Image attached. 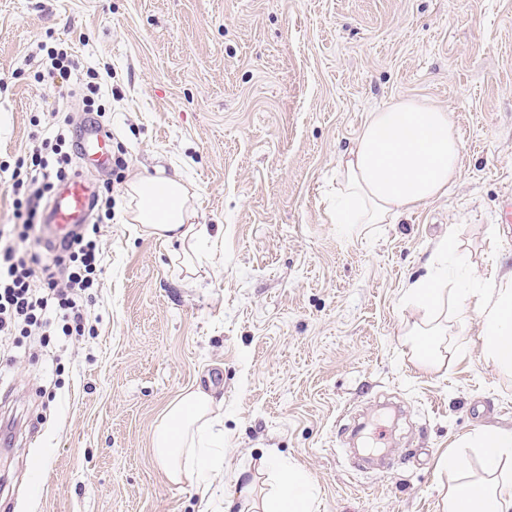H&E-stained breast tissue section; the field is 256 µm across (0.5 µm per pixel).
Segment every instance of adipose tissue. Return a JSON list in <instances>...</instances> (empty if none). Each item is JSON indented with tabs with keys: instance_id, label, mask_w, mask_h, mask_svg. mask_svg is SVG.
<instances>
[{
	"instance_id": "ef3b65f1",
	"label": "adipose tissue",
	"mask_w": 512,
	"mask_h": 512,
	"mask_svg": "<svg viewBox=\"0 0 512 512\" xmlns=\"http://www.w3.org/2000/svg\"><path fill=\"white\" fill-rule=\"evenodd\" d=\"M462 158L451 112L432 103L401 100L366 117L354 146L340 162L338 224H393L404 213L447 194ZM129 223L194 248L202 236L183 182L164 168L139 174L126 187ZM444 272L415 283L407 301L422 314L411 331L419 365L445 358L449 316L464 320L476 309L487 360L512 380V277L484 288L480 297L453 293ZM215 398L203 388L183 394L164 412L153 434L158 463L173 482L195 485L201 505L216 497L212 474L224 468V434L216 430ZM479 449L485 478L461 480L449 489L444 512H512V429H482L463 438ZM272 489L262 512H311L315 499L306 474L265 460Z\"/></svg>"
}]
</instances>
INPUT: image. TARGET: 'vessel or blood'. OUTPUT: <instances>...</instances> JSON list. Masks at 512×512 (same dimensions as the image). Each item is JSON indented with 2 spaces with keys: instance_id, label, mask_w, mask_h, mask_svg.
Segmentation results:
<instances>
[{
  "instance_id": "1",
  "label": "vessel or blood",
  "mask_w": 512,
  "mask_h": 512,
  "mask_svg": "<svg viewBox=\"0 0 512 512\" xmlns=\"http://www.w3.org/2000/svg\"><path fill=\"white\" fill-rule=\"evenodd\" d=\"M79 152L84 163L97 171H106L111 162L112 135L94 121H86L78 135ZM93 183L78 173L64 183L53 196L45 222L54 238L64 237L75 225L87 223L91 213Z\"/></svg>"
}]
</instances>
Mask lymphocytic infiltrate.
Masks as SVG:
<instances>
[{
    "label": "lymphocytic infiltrate",
    "mask_w": 512,
    "mask_h": 512,
    "mask_svg": "<svg viewBox=\"0 0 512 512\" xmlns=\"http://www.w3.org/2000/svg\"><path fill=\"white\" fill-rule=\"evenodd\" d=\"M53 126V135L36 139L10 174L14 216L28 238L39 233L55 185L75 174L72 156L65 149L69 123L57 120ZM99 235V223L86 224L39 253L21 247L13 229L0 228L1 339L28 331L46 335L56 327L66 336L83 334L86 306L102 272ZM64 263L70 271L61 285L51 271Z\"/></svg>",
    "instance_id": "lymphocytic-infiltrate-1"
}]
</instances>
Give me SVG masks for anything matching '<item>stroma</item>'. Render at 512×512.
<instances>
[{
	"mask_svg": "<svg viewBox=\"0 0 512 512\" xmlns=\"http://www.w3.org/2000/svg\"><path fill=\"white\" fill-rule=\"evenodd\" d=\"M81 68L70 97L39 81L43 46ZM110 68L101 125L125 179L164 167L207 235L181 246L101 227L90 333L20 337L0 367V512H198L152 439L167 406L220 403L223 497L262 459L300 466L316 512H443L459 439L512 429V382L479 317L449 320L437 369L412 356L404 296L455 234L452 288L512 275V0H0V162L52 111L84 123L86 67ZM402 99L453 112L447 196L395 224H334L338 162L367 115Z\"/></svg>",
	"mask_w": 512,
	"mask_h": 512,
	"instance_id": "35a3bbf8",
	"label": "stroma"
}]
</instances>
